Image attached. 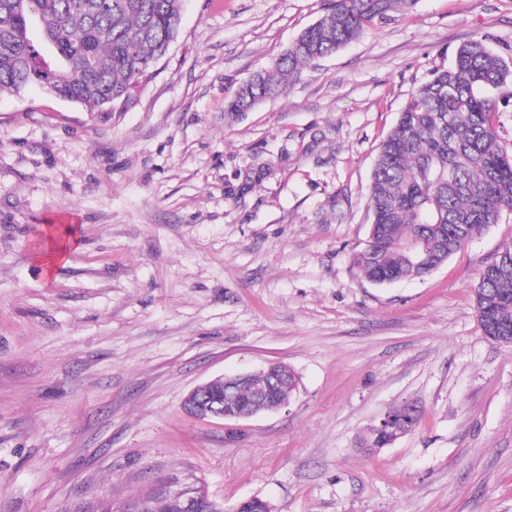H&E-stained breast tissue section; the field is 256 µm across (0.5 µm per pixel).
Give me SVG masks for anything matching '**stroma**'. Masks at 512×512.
I'll return each mask as SVG.
<instances>
[{"instance_id": "1", "label": "stroma", "mask_w": 512, "mask_h": 512, "mask_svg": "<svg viewBox=\"0 0 512 512\" xmlns=\"http://www.w3.org/2000/svg\"><path fill=\"white\" fill-rule=\"evenodd\" d=\"M323 5L182 0L109 117L0 94V512H141L196 487L224 512H512V343L485 335L475 294L512 211L421 280L351 262L408 97L470 39L511 59L512 0H419L225 121L228 92ZM68 217L75 242L44 273ZM272 363L297 377L286 407L185 413L197 385ZM407 403L415 429L366 450Z\"/></svg>"}]
</instances>
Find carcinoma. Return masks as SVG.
<instances>
[{"instance_id": "obj_1", "label": "carcinoma", "mask_w": 512, "mask_h": 512, "mask_svg": "<svg viewBox=\"0 0 512 512\" xmlns=\"http://www.w3.org/2000/svg\"><path fill=\"white\" fill-rule=\"evenodd\" d=\"M181 0H0V93L33 84L56 97L107 112L131 93L168 52ZM417 0H327L273 65L253 74L225 99L237 119L256 104L286 93L319 59L357 40L364 29L409 12ZM36 17L44 21L37 27ZM56 62L51 72L43 55ZM512 80V64L472 40L451 69L436 71L409 96L382 141L369 186L372 223L353 266L367 280L390 283L425 277L466 242L512 211V154L500 144L498 105L490 91ZM477 312L486 335L512 336V246L479 273ZM255 374L224 407L233 419L252 406ZM410 429L420 411L393 410Z\"/></svg>"}]
</instances>
